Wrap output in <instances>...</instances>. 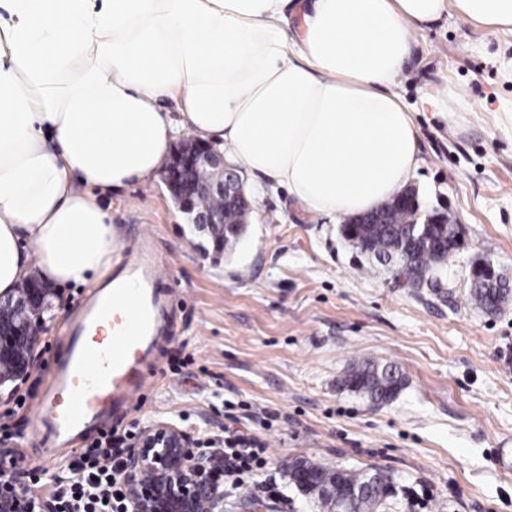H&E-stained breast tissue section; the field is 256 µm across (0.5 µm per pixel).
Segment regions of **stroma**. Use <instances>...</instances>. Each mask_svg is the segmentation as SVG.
Returning a JSON list of instances; mask_svg holds the SVG:
<instances>
[{
    "instance_id": "obj_1",
    "label": "stroma",
    "mask_w": 512,
    "mask_h": 512,
    "mask_svg": "<svg viewBox=\"0 0 512 512\" xmlns=\"http://www.w3.org/2000/svg\"><path fill=\"white\" fill-rule=\"evenodd\" d=\"M393 91L419 128L411 184L422 210L451 214L460 238L440 287L396 285L392 265L346 240L344 217L309 216L283 189L253 198L244 235L220 258L162 176L98 198L120 243L152 236L176 295L156 383L127 423L168 421L202 446L240 430L268 449L262 478L279 496L230 489L224 512H248L251 498L267 512H313L288 481L299 459L387 470L396 502L426 495L419 512H512V302L489 315L466 299L480 259L512 281V28L448 13L417 34ZM86 291L55 297L30 376L0 391V451L23 450V473L45 472L46 496L72 458L44 461L31 402ZM363 359L402 369L390 403L341 386Z\"/></svg>"
}]
</instances>
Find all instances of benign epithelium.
<instances>
[{"label":"benign epithelium","instance_id":"benign-epithelium-1","mask_svg":"<svg viewBox=\"0 0 512 512\" xmlns=\"http://www.w3.org/2000/svg\"><path fill=\"white\" fill-rule=\"evenodd\" d=\"M163 181L179 208L205 231L224 223L221 211L201 206L210 196L242 208L239 223L250 210L243 181L224 154L209 143L189 139L176 144L163 171ZM392 209L418 213L417 193L408 187L375 211L350 219L352 224H384ZM471 277L497 278L494 263L486 259L471 268ZM54 289L39 286L7 301L0 298V363L13 368L0 372V388L27 379L32 352L44 328V313L52 306ZM214 449L197 447L171 422H156L143 429L124 461L128 512H224L223 440ZM51 500L20 491L19 483L0 480V512H52Z\"/></svg>","mask_w":512,"mask_h":512}]
</instances>
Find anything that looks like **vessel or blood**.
Here are the masks:
<instances>
[{
  "mask_svg": "<svg viewBox=\"0 0 512 512\" xmlns=\"http://www.w3.org/2000/svg\"><path fill=\"white\" fill-rule=\"evenodd\" d=\"M175 304L151 240L133 237L126 259L67 326L66 354L51 365L49 390L34 411L47 460L141 402L158 372Z\"/></svg>",
  "mask_w": 512,
  "mask_h": 512,
  "instance_id": "obj_1",
  "label": "vessel or blood"
}]
</instances>
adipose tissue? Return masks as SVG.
<instances>
[{"mask_svg":"<svg viewBox=\"0 0 512 512\" xmlns=\"http://www.w3.org/2000/svg\"><path fill=\"white\" fill-rule=\"evenodd\" d=\"M450 9L512 26V0H0V297L33 269L101 277L119 238L94 189L157 173L179 129L311 215L387 202L420 154L392 87Z\"/></svg>","mask_w":512,"mask_h":512,"instance_id":"obj_1","label":"adipose tissue"}]
</instances>
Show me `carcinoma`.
<instances>
[{
  "mask_svg": "<svg viewBox=\"0 0 512 512\" xmlns=\"http://www.w3.org/2000/svg\"><path fill=\"white\" fill-rule=\"evenodd\" d=\"M425 225L414 223L378 224L372 229L362 225H343V234L352 244L364 240L362 251L379 259L390 255L405 257L407 275L416 282L436 288L440 285V273L435 271L439 264L428 243L421 241ZM472 302L487 313L498 312L512 299L511 288H486L475 282L469 284ZM343 385L362 396L371 404L387 403L394 399L405 385V378L397 365L380 364L372 360L354 363L345 373ZM313 478L327 484L335 494L313 493L310 499L321 512H337L338 503L352 491L369 487L371 494L353 500L351 512H391L398 504L391 499L393 478L385 470L368 468L347 469L339 465L312 466Z\"/></svg>",
  "mask_w": 512,
  "mask_h": 512,
  "instance_id": "carcinoma-1",
  "label": "carcinoma"
}]
</instances>
